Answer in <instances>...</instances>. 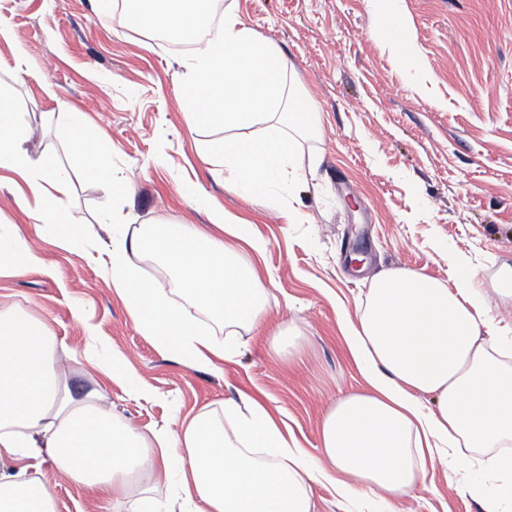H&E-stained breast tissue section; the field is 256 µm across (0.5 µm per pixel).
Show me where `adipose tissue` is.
I'll return each mask as SVG.
<instances>
[{
    "label": "adipose tissue",
    "instance_id": "ef3b65f1",
    "mask_svg": "<svg viewBox=\"0 0 512 512\" xmlns=\"http://www.w3.org/2000/svg\"><path fill=\"white\" fill-rule=\"evenodd\" d=\"M101 11L181 42L206 37L187 66L183 100L194 126L223 128L202 151L242 196L273 195L292 185L298 138L316 131L319 114L302 95L276 44L214 0H96ZM67 128L77 164L91 163L103 185L117 178L85 137L84 112L69 107ZM33 129L23 113H0V170L26 180L19 206L49 228L64 223L72 195L69 171L33 158ZM180 193L207 213L213 232L193 224L109 222L110 262L101 276L143 335L189 368L216 371L237 354L240 338L267 321V290L253 255L266 244L252 225L230 218L198 186ZM161 259L168 274L141 279L131 255ZM36 248L0 227V267L41 268ZM224 326L200 329L195 312ZM349 352L367 386L339 398L319 426L312 457L280 428L264 402L242 393L221 414L202 411L179 429L143 432L118 422L104 388H68L69 346L30 314L0 311V512H55L40 477L52 459L66 480L93 495L98 512L131 484L153 490L171 471L181 490L168 503L142 501L140 512H318L312 486L329 484L344 499L373 493L386 507L426 487V461L446 454L458 472L496 475L470 483L483 512L512 506V366L498 319L474 272L457 268L451 283L389 268L377 273L354 316H343ZM98 369L129 395L149 391L124 355L98 351ZM434 396L435 407L424 403Z\"/></svg>",
    "mask_w": 512,
    "mask_h": 512
}]
</instances>
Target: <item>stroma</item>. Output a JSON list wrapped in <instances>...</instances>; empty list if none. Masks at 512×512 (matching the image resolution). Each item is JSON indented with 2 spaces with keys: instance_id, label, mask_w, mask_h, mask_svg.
Instances as JSON below:
<instances>
[{
  "instance_id": "35a3bbf8",
  "label": "stroma",
  "mask_w": 512,
  "mask_h": 512,
  "mask_svg": "<svg viewBox=\"0 0 512 512\" xmlns=\"http://www.w3.org/2000/svg\"><path fill=\"white\" fill-rule=\"evenodd\" d=\"M273 40L320 117L302 142L293 194L244 197L225 190L201 145L223 137L184 116L186 62L193 50L153 42L149 30L100 13L95 0H0V22L18 45L0 43V91L34 128L28 152L67 159L68 101L85 112L120 178L104 190L93 169L75 179L67 219L103 214L209 229L206 213L177 190L193 183L268 243L258 270L268 290V330L243 339L221 371L191 369L143 336L101 276L112 241L98 232L90 254L64 247L16 199L26 185L0 173V225L16 226L46 265L0 272V310L31 314L74 349L72 391L106 384L117 420L141 430L178 429L184 417L221 411L238 393L261 398L311 456L323 413L366 383L348 350L341 312H354L372 274L403 268L448 281L449 257L491 283L512 263V0H398L411 35L400 49L377 34L368 0H222ZM23 51L27 64L16 70ZM55 84L49 97L45 81ZM305 215L288 221L289 208ZM82 320H75L74 310ZM300 333L299 356L273 353L270 328ZM124 354L153 399L127 394L84 356L88 331ZM56 512H95L87 490L42 466ZM427 488L397 512H483L452 466L427 463Z\"/></svg>"
}]
</instances>
